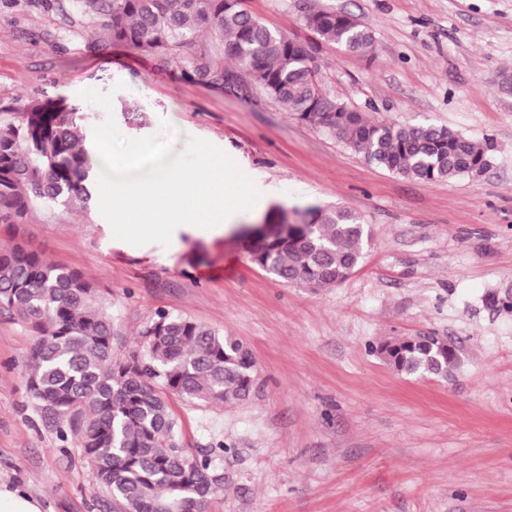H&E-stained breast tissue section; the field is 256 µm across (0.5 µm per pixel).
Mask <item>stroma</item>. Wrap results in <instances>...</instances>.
I'll return each instance as SVG.
<instances>
[{"label": "stroma", "mask_w": 512, "mask_h": 512, "mask_svg": "<svg viewBox=\"0 0 512 512\" xmlns=\"http://www.w3.org/2000/svg\"><path fill=\"white\" fill-rule=\"evenodd\" d=\"M265 25L305 36L312 9L354 16L371 55L323 48L322 87L376 122L433 124L488 142L481 173L425 182L390 172L299 122L250 85L192 84L128 47L95 40L77 0H0V121L67 97L86 127L113 116L129 138H188L228 153L262 191L225 234L115 239L97 186L85 209L31 208L0 224L90 279L112 311L118 355L164 310L240 339L256 361L249 401L168 394L187 448L223 447L209 512H512V0H246ZM112 92V108L84 101ZM310 207L366 224L361 265L318 290L269 275L241 227ZM433 334L457 348L448 379L407 376L378 348ZM33 333L0 312V480L47 512H99L90 467L64 452L26 389Z\"/></svg>", "instance_id": "35a3bbf8"}]
</instances>
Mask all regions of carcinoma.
I'll return each instance as SVG.
<instances>
[{"instance_id":"carcinoma-1","label":"carcinoma","mask_w":512,"mask_h":512,"mask_svg":"<svg viewBox=\"0 0 512 512\" xmlns=\"http://www.w3.org/2000/svg\"><path fill=\"white\" fill-rule=\"evenodd\" d=\"M79 2L84 12L104 16L108 41L175 68L189 83L232 88L245 80L299 121L393 173L437 182L488 165L486 144L433 125L372 123L322 88V48L360 55L373 50V31L349 15L312 10L302 20L307 37L301 38L263 24L244 0ZM203 30L211 36L206 44L198 43ZM226 57L241 73L224 70ZM83 121L79 107L59 96L29 103L17 123H0V223H19L35 204H87L93 165ZM306 214L296 227L244 237L251 261L305 288L344 281L364 258L365 225L346 208ZM0 310L36 336L27 390L91 465L107 512H208L217 492L210 483L213 458L224 447H182L164 394L215 405L247 400L256 362L241 340L158 311L139 331L136 353L117 357L112 312L94 285L20 243L0 248ZM379 351L410 376L446 378L458 366L455 347L441 336L395 339Z\"/></svg>"}]
</instances>
